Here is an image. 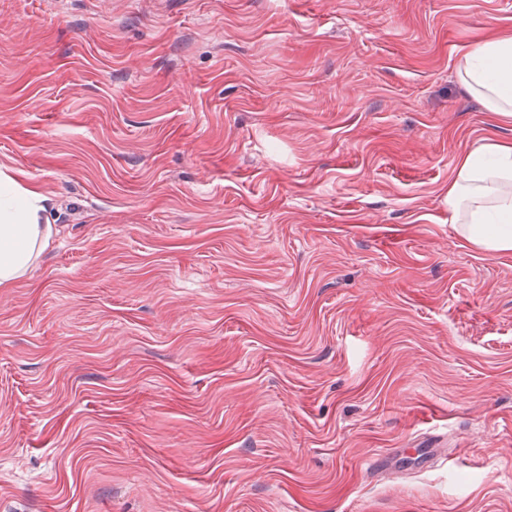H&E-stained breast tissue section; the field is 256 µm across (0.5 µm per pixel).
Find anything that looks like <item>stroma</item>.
<instances>
[{
	"mask_svg": "<svg viewBox=\"0 0 512 512\" xmlns=\"http://www.w3.org/2000/svg\"><path fill=\"white\" fill-rule=\"evenodd\" d=\"M512 0H0V512H512V252L448 183ZM390 456L372 473L367 462ZM47 202L15 177L0 178V285L20 280L51 241Z\"/></svg>",
	"mask_w": 512,
	"mask_h": 512,
	"instance_id": "stroma-1",
	"label": "stroma"
}]
</instances>
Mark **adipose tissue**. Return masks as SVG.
I'll list each match as a JSON object with an SVG mask.
<instances>
[{"instance_id":"1","label":"adipose tissue","mask_w":512,"mask_h":512,"mask_svg":"<svg viewBox=\"0 0 512 512\" xmlns=\"http://www.w3.org/2000/svg\"><path fill=\"white\" fill-rule=\"evenodd\" d=\"M460 84L486 111L512 115V32L464 48ZM48 199L13 176L0 178V285L20 280L48 246ZM448 220L470 245L489 253L512 251V144L477 140L459 158L448 184Z\"/></svg>"}]
</instances>
